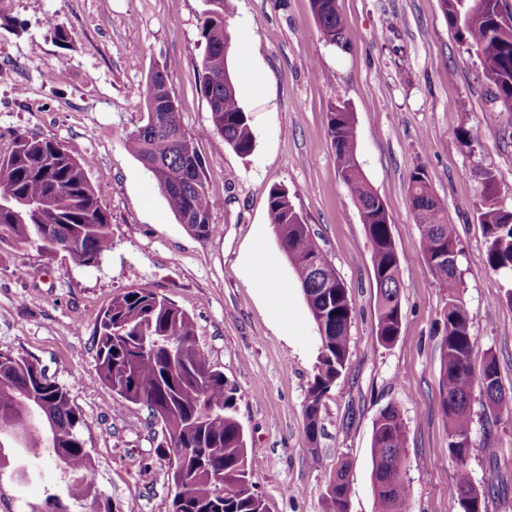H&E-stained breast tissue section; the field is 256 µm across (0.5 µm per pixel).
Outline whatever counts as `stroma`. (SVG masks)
Here are the masks:
<instances>
[{
  "mask_svg": "<svg viewBox=\"0 0 512 512\" xmlns=\"http://www.w3.org/2000/svg\"><path fill=\"white\" fill-rule=\"evenodd\" d=\"M204 0H0V153L16 134L59 142L93 161L88 177L112 223V249L95 267L27 246L0 250V351L39 360L83 417L95 466L92 493L115 512H154L171 493L157 455L160 425L125 402L96 370L93 327L116 293L148 288L194 317L212 368L237 389V418L259 464L251 481L270 512H322L321 494L340 463L350 467L349 512H373L371 442L386 405L407 426L410 491L403 512H462L456 465L439 408V355L448 296L422 251L409 177L422 168L459 240L460 298L475 340L474 361L495 357L512 392L511 272L479 268L486 249L477 219L492 170L498 202L512 210V112L503 110L475 48L462 43L440 0H338L350 45L323 39L309 0H232L229 63L256 134L242 156L225 145L202 96ZM71 34L55 41L47 17ZM169 84L183 128L202 157L218 235L186 231L128 147L145 112L154 66ZM349 103L358 163L383 199L397 251L402 324L391 345L377 337L372 247L357 203L336 170L327 115ZM287 189L315 240L336 266L353 304L349 353L322 407L317 448L304 435L318 332L286 254L267 222L271 189ZM263 247L286 284L282 306L254 288L248 257ZM467 466L484 489L485 512H512V418L474 392ZM41 479L0 472V512H40L69 497L49 461Z\"/></svg>",
  "mask_w": 512,
  "mask_h": 512,
  "instance_id": "obj_1",
  "label": "stroma"
}]
</instances>
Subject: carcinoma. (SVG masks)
I'll use <instances>...</instances> for the list:
<instances>
[{"mask_svg":"<svg viewBox=\"0 0 512 512\" xmlns=\"http://www.w3.org/2000/svg\"><path fill=\"white\" fill-rule=\"evenodd\" d=\"M199 18L205 52L199 89L207 100L213 131L240 155L250 154L255 135L240 103L229 68L226 17L230 0H205ZM325 41L345 48L346 23L337 0H310ZM448 25L476 48L495 99L512 111V17L499 0H441ZM164 62L146 87V119L128 135V145L151 173L174 217L192 234L208 238L211 222L204 163L193 138L181 131L173 139L164 128L177 112ZM326 132L336 151L338 175L358 204L372 245L376 288L377 336L390 345L399 336L402 311L399 275L405 258L395 247L391 224L376 208L379 196L358 169L357 126L352 108L337 105L328 113ZM90 158L77 156L50 139L19 136L0 154V249L27 245L38 252L68 254L84 267L96 266L112 249V224L90 185ZM484 206L478 220L486 238L484 268L512 272V211L499 206L493 171L480 172ZM409 196L421 228L423 254L438 286L448 294L440 344L439 404L448 427V453L456 464V485L463 512H484V494L467 461L470 400L474 389L485 395L498 416L512 417V394L502 387L495 358L473 364L474 339L460 300L454 225L437 206L425 172L410 176ZM268 221L294 271L316 324L320 346L313 380L303 406L304 434L317 445L322 435L324 399L345 369L352 303L335 266L317 245L310 225L296 211L288 191L269 194ZM97 373L116 395L147 406L161 425L156 448L167 460L174 494L160 500L159 512H269L250 482L257 465L235 415L236 389L224 373L210 368L197 344L193 318L169 299L147 288L118 293L93 328ZM82 414L65 387L22 354L0 351V471L25 467L44 457L68 479L74 499L88 495L95 480L91 455L80 436ZM407 430L397 406L382 408L374 423L371 454L374 512H402L408 493ZM349 468L342 464L321 495L322 512H344L349 498Z\"/></svg>","mask_w":512,"mask_h":512,"instance_id":"cac0c4a2","label":"carcinoma"}]
</instances>
